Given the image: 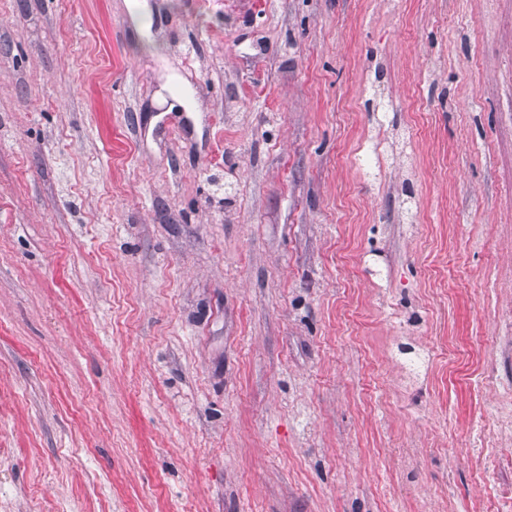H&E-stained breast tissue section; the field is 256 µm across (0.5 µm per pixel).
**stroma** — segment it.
Wrapping results in <instances>:
<instances>
[{
  "instance_id": "35a3bbf8",
  "label": "stroma",
  "mask_w": 512,
  "mask_h": 512,
  "mask_svg": "<svg viewBox=\"0 0 512 512\" xmlns=\"http://www.w3.org/2000/svg\"><path fill=\"white\" fill-rule=\"evenodd\" d=\"M512 0H0V512H512Z\"/></svg>"
}]
</instances>
